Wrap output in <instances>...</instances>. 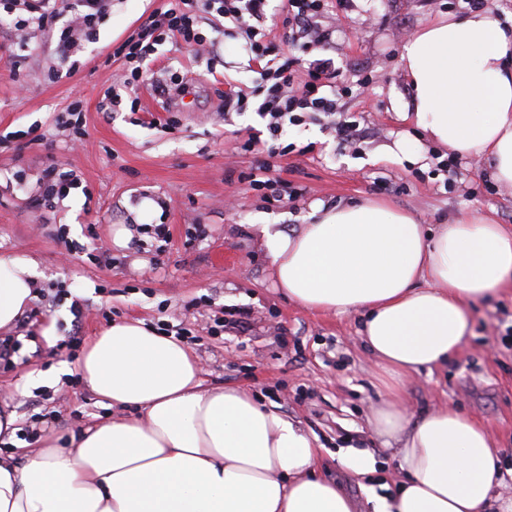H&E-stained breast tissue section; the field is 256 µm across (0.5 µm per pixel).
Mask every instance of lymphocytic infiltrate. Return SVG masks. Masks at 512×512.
Listing matches in <instances>:
<instances>
[{"label":"lymphocytic infiltrate","instance_id":"f902f5d3","mask_svg":"<svg viewBox=\"0 0 512 512\" xmlns=\"http://www.w3.org/2000/svg\"><path fill=\"white\" fill-rule=\"evenodd\" d=\"M111 0H83L84 10L64 29H56L60 0H0V10L16 15L18 29H26L29 15H36L39 28L46 34H57L56 52L68 57L83 43L96 37L97 27L107 14ZM268 0H179L168 9H155L142 22L137 35L129 37L116 51L131 78H138L144 62L156 51L157 45L171 41L202 53L214 49L198 28L199 18L207 14L224 18L233 32L243 41L250 60L261 63L260 82L253 93L241 91L224 95V112L247 111L250 95L261 98L256 110L267 121L271 136H281L284 124L300 125L311 115L336 118L340 90L331 61L317 58L310 62L306 73H299L298 60L290 47L296 43L323 47L332 41V31L323 25L322 0H284L285 27L289 46L273 51L266 40ZM337 120V118H336ZM344 144H354L356 128L352 122L337 120L334 127Z\"/></svg>","mask_w":512,"mask_h":512}]
</instances>
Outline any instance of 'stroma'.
Masks as SVG:
<instances>
[{"label":"stroma","mask_w":512,"mask_h":512,"mask_svg":"<svg viewBox=\"0 0 512 512\" xmlns=\"http://www.w3.org/2000/svg\"><path fill=\"white\" fill-rule=\"evenodd\" d=\"M169 0H112L93 42L60 60L36 28L20 49L13 19L0 16V253L34 258L35 297L9 329L22 348L0 362V408L9 407L23 435L55 431L62 440L109 417L79 376L86 343L112 322L133 319L153 328L183 325L201 379L209 387H244L300 426L321 446L319 472L364 504L360 477L341 467L339 452H370L380 469L375 491L386 495L402 475L397 457L375 435L378 370L361 341L356 314L304 308L277 289L259 231L263 224L300 230L315 203L384 201L427 228L460 212L512 229V186L491 180L489 163L462 158L454 175L437 169L447 149L433 144L403 106L411 87L404 45L443 14L467 13L466 0H324L335 18L325 51L344 87L348 120L365 130L359 150L340 145L325 116L285 126L272 139L266 121L247 111L225 118L227 91H252L258 64L239 41L220 42L216 60L185 46H158L130 100L111 110L107 90L127 71L115 50L138 32L149 13ZM179 75L190 92L164 103L148 80ZM79 105V126L65 130L59 113ZM37 128L41 139L23 133ZM257 137L241 147L239 129ZM414 140L410 156L396 141ZM295 150L280 155L279 147ZM270 183L252 189L258 158ZM58 166L77 180L63 199L39 184ZM165 224L167 241L138 233ZM204 225L196 234L195 225ZM126 229L116 242L117 229ZM474 336L448 365L414 375L404 405L415 415L448 406L480 418L495 447L512 458V349L501 342L512 326V290L472 305ZM224 326L207 329L216 319ZM56 322L58 346L46 347L41 328ZM72 347H63V340ZM67 363L52 386L25 388L27 374Z\"/></svg>","instance_id":"obj_1"}]
</instances>
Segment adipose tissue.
<instances>
[{"instance_id":"obj_1","label":"adipose tissue","mask_w":512,"mask_h":512,"mask_svg":"<svg viewBox=\"0 0 512 512\" xmlns=\"http://www.w3.org/2000/svg\"><path fill=\"white\" fill-rule=\"evenodd\" d=\"M415 122L439 145L491 160L512 185V25L492 11L441 16L402 54ZM297 232L261 227L283 295L324 313L365 316L363 340L384 399L373 430L399 445L404 478L373 512H499L506 469L484 423L437 408L409 417L416 373L444 366L473 336L468 305L512 288V230L463 214L425 232L382 202L315 204ZM34 259L0 256V329L28 308ZM79 371L106 408L138 409L45 435L23 467L0 462V512H354L317 475L320 450L298 424L243 387L207 388L183 343L143 321L88 342Z\"/></svg>"}]
</instances>
